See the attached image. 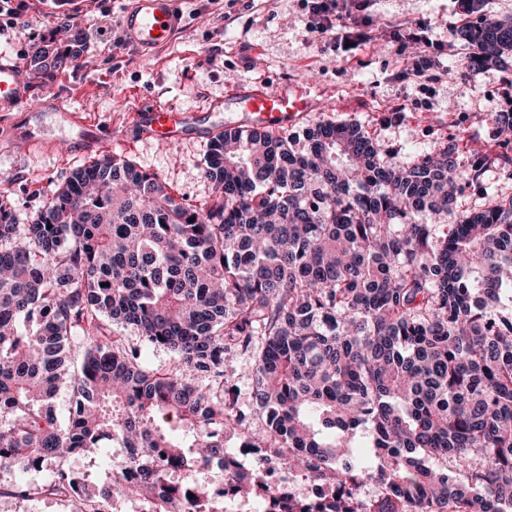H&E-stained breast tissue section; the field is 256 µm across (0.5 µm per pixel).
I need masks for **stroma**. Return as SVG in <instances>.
<instances>
[{"mask_svg": "<svg viewBox=\"0 0 512 512\" xmlns=\"http://www.w3.org/2000/svg\"><path fill=\"white\" fill-rule=\"evenodd\" d=\"M126 2L27 0L24 25L0 38L16 59L51 34L58 47L80 53L78 66L52 76L27 69L29 109L0 112V197L18 223H29L74 169L107 153L157 174L186 205L212 204L216 192L203 169L214 129L249 123L244 108L225 98L233 87L259 84L309 99L294 132L317 121L356 123L406 161L456 138L462 162L477 153L489 159L483 189L458 180L462 204L473 210L512 197V135L498 121L512 109V83L501 67H467L455 0H376L364 16L370 43L345 57L309 32L304 0H181L185 30L144 56L125 44ZM428 21L439 63L416 78L399 35L408 23ZM54 95L70 118L49 111ZM137 102L175 107L194 122L175 141L148 137L132 110ZM218 102L223 111H212ZM25 130L39 144L12 147Z\"/></svg>", "mask_w": 512, "mask_h": 512, "instance_id": "1", "label": "stroma"}]
</instances>
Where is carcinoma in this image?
<instances>
[{
	"mask_svg": "<svg viewBox=\"0 0 512 512\" xmlns=\"http://www.w3.org/2000/svg\"><path fill=\"white\" fill-rule=\"evenodd\" d=\"M461 34L472 69L512 56V16L474 12ZM77 59L41 42L29 65ZM487 164L461 168L454 140L401 162L356 123L238 126L205 154L206 208L117 157L75 170L29 224L0 205V495L179 512L163 454L191 512H224L195 466L225 463L227 426L255 468L335 490L314 504L271 486L280 512H512V197L475 211L456 191ZM143 346L168 364L145 367ZM114 435L130 455L75 497L68 460ZM49 461L46 483L22 479Z\"/></svg>",
	"mask_w": 512,
	"mask_h": 512,
	"instance_id": "carcinoma-1",
	"label": "carcinoma"
}]
</instances>
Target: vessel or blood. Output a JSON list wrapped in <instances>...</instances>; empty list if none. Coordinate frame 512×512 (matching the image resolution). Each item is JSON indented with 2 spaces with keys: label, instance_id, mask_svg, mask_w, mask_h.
Instances as JSON below:
<instances>
[{
  "label": "vessel or blood",
  "instance_id": "obj_1",
  "mask_svg": "<svg viewBox=\"0 0 512 512\" xmlns=\"http://www.w3.org/2000/svg\"><path fill=\"white\" fill-rule=\"evenodd\" d=\"M127 45L145 53L169 42L182 27L177 0H129L122 15ZM31 93L25 70L7 53H0V112L27 107ZM229 100L245 106L254 125L279 130L308 111V99L273 92L265 86L233 88ZM138 116L149 136L176 140L190 123L187 113L166 105L142 106Z\"/></svg>",
  "mask_w": 512,
  "mask_h": 512
}]
</instances>
